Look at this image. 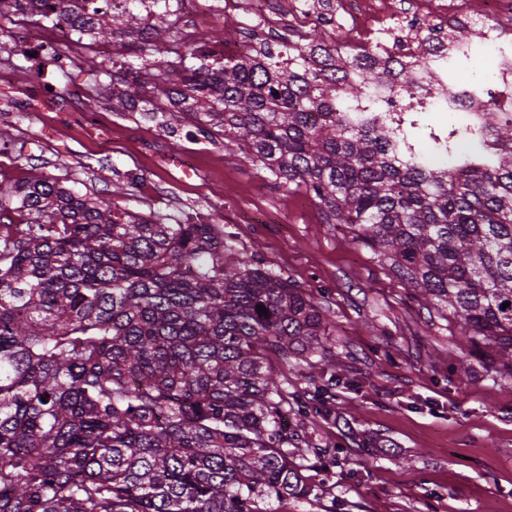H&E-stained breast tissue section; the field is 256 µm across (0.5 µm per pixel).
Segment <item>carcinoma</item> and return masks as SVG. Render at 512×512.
I'll list each match as a JSON object with an SVG mask.
<instances>
[{"instance_id":"1","label":"carcinoma","mask_w":512,"mask_h":512,"mask_svg":"<svg viewBox=\"0 0 512 512\" xmlns=\"http://www.w3.org/2000/svg\"><path fill=\"white\" fill-rule=\"evenodd\" d=\"M38 21L106 42L142 40L138 68L109 71L112 107L174 110L232 136L416 301L451 317L472 361L512 378V112L488 116L497 149L448 172L391 151V121L351 126L336 46L264 40L227 56L190 42L168 59L180 0H40ZM463 151L453 126L435 145ZM32 215L0 241V512H278L320 502L306 472L336 460L290 430L286 406L329 412L331 374L288 402L292 360L326 358L328 311L217 224H166L44 176L16 188ZM507 308H502L504 303ZM267 314L258 312V306Z\"/></svg>"}]
</instances>
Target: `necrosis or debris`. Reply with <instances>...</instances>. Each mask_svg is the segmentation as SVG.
<instances>
[{
  "instance_id": "obj_1",
  "label": "necrosis or debris",
  "mask_w": 512,
  "mask_h": 512,
  "mask_svg": "<svg viewBox=\"0 0 512 512\" xmlns=\"http://www.w3.org/2000/svg\"><path fill=\"white\" fill-rule=\"evenodd\" d=\"M245 13L262 27L275 31L306 32L318 25L316 11L305 0H248ZM338 33L336 56L344 62L348 79L361 78L367 59L390 62L394 81L373 87L372 102H354L351 116L367 112L392 117L396 138H403L407 127L420 128L432 137L457 123L463 131L485 125L487 112L475 101L487 97L492 87L512 88V0H410L408 9L392 11L390 0H335L332 12ZM461 20L475 26V38L465 48H457L448 35V23ZM11 40L18 50L34 53L58 70H69L81 55L77 42L68 40L65 27L48 28L28 34L14 28ZM425 40L431 45L426 65L442 69L446 80L433 93L421 94L425 113L404 112L398 87L417 83L413 67V47ZM485 50L489 80L479 84L462 73L456 60ZM14 76L16 97L25 101L28 111L57 112L61 109V87H50L47 79L19 73L13 55L0 53V75Z\"/></svg>"
}]
</instances>
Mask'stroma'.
<instances>
[{
    "instance_id": "obj_1",
    "label": "stroma",
    "mask_w": 512,
    "mask_h": 512,
    "mask_svg": "<svg viewBox=\"0 0 512 512\" xmlns=\"http://www.w3.org/2000/svg\"><path fill=\"white\" fill-rule=\"evenodd\" d=\"M181 0L189 38L224 30L227 51L254 28L236 10L196 17ZM50 80L79 88L92 124L66 112H36L0 123V194L32 175L91 196L113 195L122 209L168 224H218L238 247L254 251L323 302L333 329L326 359L287 370L289 391H310L330 372L356 381L340 388L330 414L307 420L320 445L338 447L330 470L311 483L324 505L346 512H512V380L474 368L460 380V338L408 290L398 287L328 223L305 188L289 189L243 157L236 142L210 138L193 121L161 126L143 112L108 110L86 66ZM392 440L385 455L379 438Z\"/></svg>"
}]
</instances>
